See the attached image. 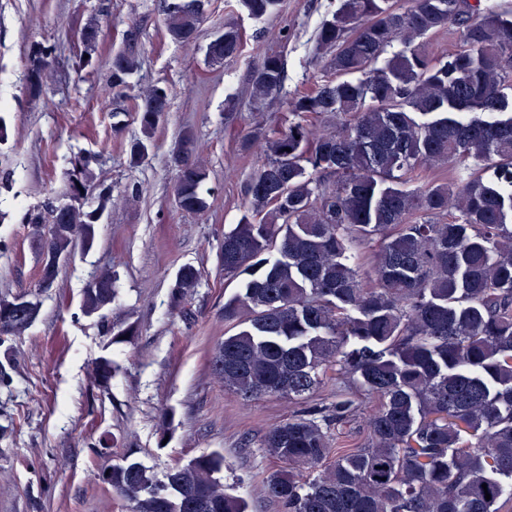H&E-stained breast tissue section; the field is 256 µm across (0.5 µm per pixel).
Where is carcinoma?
Segmentation results:
<instances>
[{"mask_svg":"<svg viewBox=\"0 0 512 512\" xmlns=\"http://www.w3.org/2000/svg\"><path fill=\"white\" fill-rule=\"evenodd\" d=\"M280 0H240L262 20ZM205 0H167L172 40H195ZM455 28L460 46L444 62L415 40ZM98 24L81 32L85 63L96 50ZM395 43L403 49L382 61ZM233 23L207 46L211 63L239 56ZM331 76L280 99L284 59L265 53L250 74L253 107L286 106L288 128L274 138L246 134L240 151L265 147L266 162L247 186L258 220L242 218L224 234V274H243L224 302L237 332L212 354L213 374L245 397H286L306 408L266 431L259 447L281 463L264 485L281 512H499L512 501V12L481 0H341L316 34ZM51 51L33 53L29 90L42 92ZM139 67L131 52L112 57V87H126ZM172 92L158 83L138 95L140 135L129 163L148 155ZM314 117H332L322 130ZM175 201L188 214L207 208V170L190 131L171 154ZM451 168L448 179L404 188L428 166ZM65 209L25 213L40 241V288L54 287L59 267L92 246L95 226L112 206V186L99 184L97 206L89 160L68 173ZM376 243L372 271L359 247ZM200 280L178 271L170 304L178 307ZM117 296L112 268L83 289L82 308L98 313ZM38 306L0 297V314L19 313L1 336H19ZM133 324L107 326L112 341ZM334 368L346 379L325 408L308 403ZM114 364L95 363L103 389ZM377 407L365 446L342 453L331 426ZM224 456L202 454L155 483L136 461L101 472L102 482L131 503V512H246L224 492ZM318 475L300 480L306 470ZM487 487H482V484ZM491 499H485V494Z\"/></svg>","mask_w":512,"mask_h":512,"instance_id":"carcinoma-1","label":"carcinoma"}]
</instances>
